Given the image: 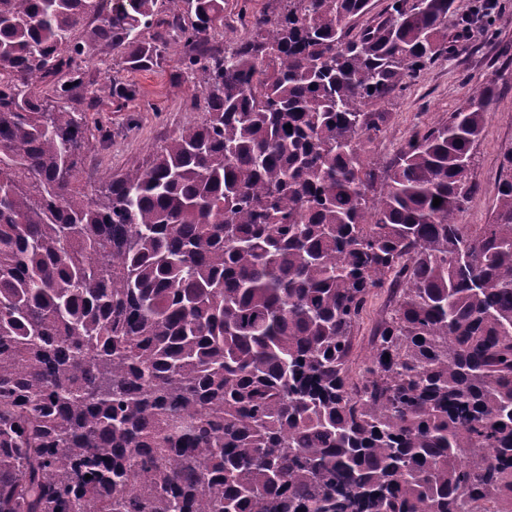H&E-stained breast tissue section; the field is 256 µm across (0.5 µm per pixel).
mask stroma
<instances>
[{
    "instance_id": "stroma-1",
    "label": "stroma",
    "mask_w": 512,
    "mask_h": 512,
    "mask_svg": "<svg viewBox=\"0 0 512 512\" xmlns=\"http://www.w3.org/2000/svg\"><path fill=\"white\" fill-rule=\"evenodd\" d=\"M477 3L478 0H454L448 16L453 53L428 64L376 104V111L384 115L382 130L366 143L370 161L385 167L415 131L434 126L445 120L449 112L466 106L476 86H489L485 109L490 120L473 150L471 166L477 190L466 211L458 216L462 224L492 222L503 155L512 148V0H496L492 10L496 22L492 29L479 25L462 29L458 19ZM180 56L181 47L174 43L168 49L164 67L153 71L122 70L118 59L103 53L95 54L88 62L87 69L95 79L101 81L119 74L138 90L125 103H99L97 117L111 130L112 138L91 150L89 168L117 172L128 160L147 161L162 140L200 119V112L186 105L194 87L174 77ZM391 305L388 290L371 294L354 331L356 361H364L368 356L370 338Z\"/></svg>"
}]
</instances>
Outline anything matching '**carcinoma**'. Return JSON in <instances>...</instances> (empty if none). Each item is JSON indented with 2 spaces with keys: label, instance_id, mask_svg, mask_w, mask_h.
Returning a JSON list of instances; mask_svg holds the SVG:
<instances>
[{
  "label": "carcinoma",
  "instance_id": "carcinoma-1",
  "mask_svg": "<svg viewBox=\"0 0 512 512\" xmlns=\"http://www.w3.org/2000/svg\"><path fill=\"white\" fill-rule=\"evenodd\" d=\"M371 2L224 48V0H0V512H512V148L491 224L457 221L488 87L371 164L453 0ZM172 40L201 118L87 171L136 88L85 63ZM391 293L384 288L371 294L360 323L354 331V356L357 364H361L370 352V337L378 323L391 308Z\"/></svg>",
  "mask_w": 512,
  "mask_h": 512
}]
</instances>
